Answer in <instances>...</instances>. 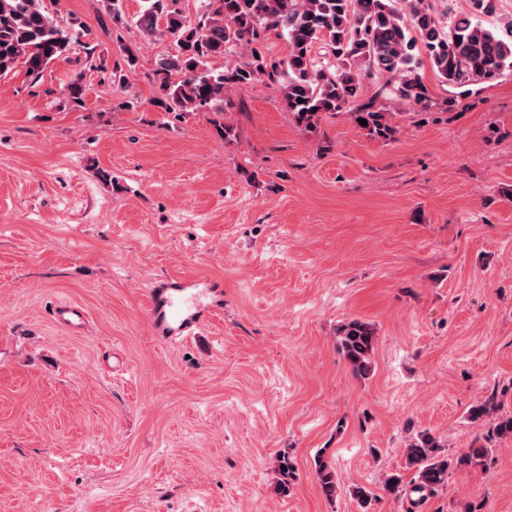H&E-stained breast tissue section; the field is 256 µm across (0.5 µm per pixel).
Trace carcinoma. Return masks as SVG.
<instances>
[{
	"mask_svg": "<svg viewBox=\"0 0 512 512\" xmlns=\"http://www.w3.org/2000/svg\"><path fill=\"white\" fill-rule=\"evenodd\" d=\"M143 2L136 27L146 36H170L176 44V52L160 58L153 69L155 106L177 116L213 107L212 123L226 139L233 132L224 125V94L264 79L281 83L285 107L306 132L345 110L355 122L367 120L368 136L393 139L397 127L390 113L376 99L360 98L361 78L364 73L385 77L399 101L428 105V89L412 54L418 39L432 67L450 86L493 82L512 70V40L502 39L464 12L445 29L426 0H206V10L195 22L177 7L179 0ZM271 30L287 38L284 59H270L259 47ZM81 31L75 19L65 24L54 20L43 0H0V77L20 65L38 80L49 64L69 60ZM323 38L336 58L333 69L314 65L311 51ZM233 47L245 48L243 60L213 72L210 62ZM374 344L373 329L366 322L351 320L336 329V347L358 376L370 373ZM491 452L472 447L448 454L437 438L420 432L406 448L407 464L415 469L414 489L440 486L455 470L483 465ZM315 466L322 492L336 496L338 480L326 451ZM274 471L275 493L288 494L294 479L288 453L276 457Z\"/></svg>",
	"mask_w": 512,
	"mask_h": 512,
	"instance_id": "obj_1",
	"label": "carcinoma"
}]
</instances>
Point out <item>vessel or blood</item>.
I'll list each match as a JSON object with an SVG mask.
<instances>
[{
    "mask_svg": "<svg viewBox=\"0 0 512 512\" xmlns=\"http://www.w3.org/2000/svg\"><path fill=\"white\" fill-rule=\"evenodd\" d=\"M209 289L177 280H158L149 287V315L156 336L168 339L199 327L213 306Z\"/></svg>",
    "mask_w": 512,
    "mask_h": 512,
    "instance_id": "obj_1",
    "label": "vessel or blood"
}]
</instances>
